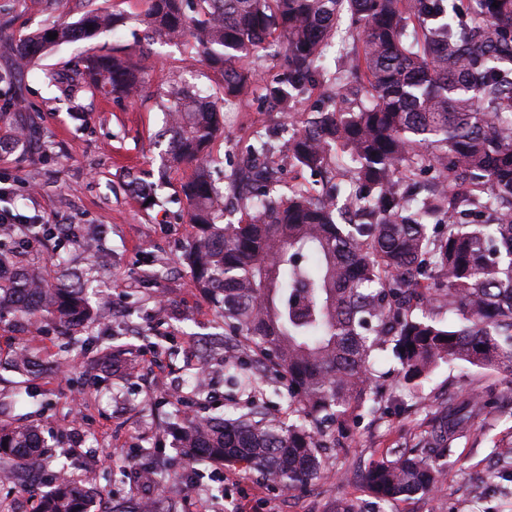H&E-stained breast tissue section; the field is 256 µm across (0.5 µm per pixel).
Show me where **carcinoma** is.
Wrapping results in <instances>:
<instances>
[{
	"label": "carcinoma",
	"instance_id": "carcinoma-1",
	"mask_svg": "<svg viewBox=\"0 0 512 512\" xmlns=\"http://www.w3.org/2000/svg\"><path fill=\"white\" fill-rule=\"evenodd\" d=\"M141 24L152 43L191 41L223 76V99L240 97L251 70L238 66L276 42L286 70L264 87L289 111L321 73L328 49L343 53L326 80L333 100L288 139L296 165L321 176L320 196L299 189L270 196L274 146L259 133L250 157L228 178L256 189L242 217L225 224L224 191L206 165L219 134L218 102L172 83L160 96L169 139L161 178L195 165L181 183L194 229L183 262L196 288L244 341L288 378L283 422L254 410L234 419H193L180 442L209 462L241 463L275 487L294 490L316 477L327 429L357 408L375 410L372 357L388 348L416 391L442 363L512 373V0H147ZM120 13L89 9L73 23L11 40V56L31 65L46 48L118 34ZM57 37H49L51 33ZM117 99L140 95L144 75L125 48L98 47L72 73L55 78ZM27 135L19 124L0 149ZM427 171L432 179L423 182ZM0 252V321L50 319L71 331L95 324L92 280L5 263ZM448 311L457 321H445ZM9 368L43 369L19 349ZM489 402L442 399L426 445L451 454L474 414ZM154 448L136 452L134 479L153 485ZM52 470L33 512H88L94 484L70 475L34 425H0V472ZM441 467L401 452L362 473L378 500L431 492ZM112 512H181L149 495Z\"/></svg>",
	"mask_w": 512,
	"mask_h": 512
}]
</instances>
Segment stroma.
Wrapping results in <instances>:
<instances>
[{
    "label": "stroma",
    "mask_w": 512,
    "mask_h": 512,
    "mask_svg": "<svg viewBox=\"0 0 512 512\" xmlns=\"http://www.w3.org/2000/svg\"><path fill=\"white\" fill-rule=\"evenodd\" d=\"M121 12L127 18L123 44L147 75L142 96L118 100L87 91L63 93L48 73L67 69L95 45L112 44L111 33L50 47L25 71L14 70L0 49V117H30L32 143L0 153V207L57 224L66 238L14 237L5 244L13 257L46 268L58 244L68 249L70 267L94 275L110 295L98 335L114 338L123 353L111 376L77 383L86 355L65 348L50 322L0 323V356L17 345L34 349L42 361L62 358L69 374L40 373L27 386L32 402L10 404L17 379L0 381V420L34 422L58 439L59 451L75 474L95 471L105 498H137L140 488L106 458L133 448H159L178 463L163 474L168 496L192 498L199 512H332L337 500L351 498L368 512H512V465L491 455L493 443L512 441V376L462 364L440 365L421 392H410L398 376L399 364L384 353L378 413L361 410L347 422L342 437L323 455L320 474L303 488L282 492L237 464L201 465L189 449L174 447L165 424L186 416H236L260 407L269 416L287 418L288 383L262 371L245 343L225 335L221 320L196 288L181 257L191 229L177 190L194 173L186 165L158 188L163 208L147 209L130 189L131 180L157 181L163 143L156 139L163 115L160 95L177 80L190 82L202 95L219 97L222 77L210 69L192 45H145L140 20L145 0H0V46L19 36L77 21L90 8ZM283 53L269 46L252 68L254 84L242 100L220 110V133L211 146L216 174L238 166L255 131L299 122L327 106L321 85H313L291 112L276 111L262 92L281 72ZM213 349L210 385L203 395L173 403L161 381L177 382L184 368L196 366L204 344ZM235 349L237 370L220 359ZM498 396L495 408L475 416L472 433L455 449L456 462L437 487L425 495L377 502L358 474L390 460L398 448L416 447L436 404L450 394L458 400Z\"/></svg>",
    "instance_id": "stroma-1"
}]
</instances>
